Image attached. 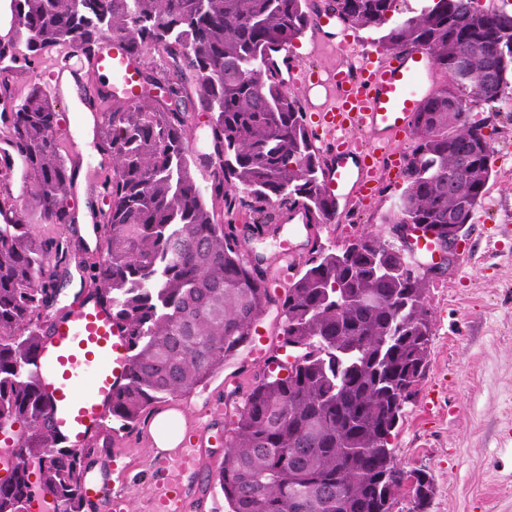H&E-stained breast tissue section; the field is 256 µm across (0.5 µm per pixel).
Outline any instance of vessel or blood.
Returning a JSON list of instances; mask_svg holds the SVG:
<instances>
[{
  "label": "vessel or blood",
  "mask_w": 512,
  "mask_h": 512,
  "mask_svg": "<svg viewBox=\"0 0 512 512\" xmlns=\"http://www.w3.org/2000/svg\"><path fill=\"white\" fill-rule=\"evenodd\" d=\"M288 84L305 87L316 122L315 143L325 158L324 184L333 207L370 204L376 199L385 159L411 129L431 90L434 65L428 52L412 49L382 60L364 53L355 69L301 66L293 50L283 53ZM91 75L104 78L124 100L141 94L137 66L119 39H103ZM363 142H356V135ZM127 339L109 306L87 294L76 311L58 320L43 341L35 372L63 445L73 448L95 434L108 414L112 394L126 382ZM176 462L160 457L164 480L157 488L158 512H181L185 477L197 470L196 445L182 440ZM86 498L101 512H125L122 495L104 496L102 486L85 481Z\"/></svg>",
  "instance_id": "b4317fda"
}]
</instances>
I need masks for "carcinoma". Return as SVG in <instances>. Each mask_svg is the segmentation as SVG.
<instances>
[{
  "label": "carcinoma",
  "instance_id": "1",
  "mask_svg": "<svg viewBox=\"0 0 512 512\" xmlns=\"http://www.w3.org/2000/svg\"><path fill=\"white\" fill-rule=\"evenodd\" d=\"M311 2L10 0L0 38L6 75L90 58L108 35L139 61L163 53L159 67L143 70L142 97L103 112L110 204L105 255L89 279L127 337L128 381L112 395L110 415L129 425L152 405L191 393L251 341L270 307L279 310L282 346L298 354L287 376L256 378L225 431L215 480L228 512H393L403 477L389 439L433 336L425 304L433 268L396 241L363 233L338 251L316 244L277 296L231 219L244 213L258 231L259 216L279 202L302 208L311 224L335 222L313 134L269 65L271 53L311 27ZM328 4L342 24L382 32L391 53L426 50L448 77L415 113L406 186L383 218L422 224L443 247L448 214L471 223L492 175L489 118L474 109L492 112L512 93V14L481 11L475 0H431L396 20L398 0ZM185 100L209 113L222 160L208 189L191 171ZM0 101L8 111L0 140L22 152L29 185L24 208L0 195V428L23 427L0 480V512H27L37 491L52 497L54 512H83L84 457L60 447L33 372L55 286L53 241L34 225L73 223L74 168L40 83L19 97L2 80ZM208 196L224 203L228 220L217 219ZM432 490L426 473L413 475L417 507Z\"/></svg>",
  "mask_w": 512,
  "mask_h": 512
}]
</instances>
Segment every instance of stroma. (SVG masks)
Instances as JSON below:
<instances>
[{
	"label": "stroma",
	"instance_id": "1",
	"mask_svg": "<svg viewBox=\"0 0 512 512\" xmlns=\"http://www.w3.org/2000/svg\"><path fill=\"white\" fill-rule=\"evenodd\" d=\"M188 125L192 170L205 186L220 161L208 143L204 113H191ZM489 130L493 172L470 224L460 232L453 263L426 282L433 325L428 364L390 438L404 474L423 471L432 479L425 512H512L511 105L501 103ZM74 162V223L35 227L39 237L59 241L67 252L56 268L59 290L46 312L50 321L76 309L86 269L100 258L90 249L95 236L88 226L107 210L101 183L112 171V158L95 138L82 143ZM404 187L401 178L382 182L374 209H348L335 223L315 225L310 234L280 212L262 233L246 232V245L264 256L269 280H277L283 267L281 241L291 242L293 268L299 271L312 243L340 248L364 233L388 234L382 217ZM270 369V361L256 360L246 346L192 393L150 408L132 427L106 419L88 444L96 469L112 470L104 494L124 495L128 512H154L152 421L158 412L173 411L180 416L178 431L201 445L198 473L184 488L183 512H227L215 481L224 460V432L256 375Z\"/></svg>",
	"mask_w": 512,
	"mask_h": 512
}]
</instances>
